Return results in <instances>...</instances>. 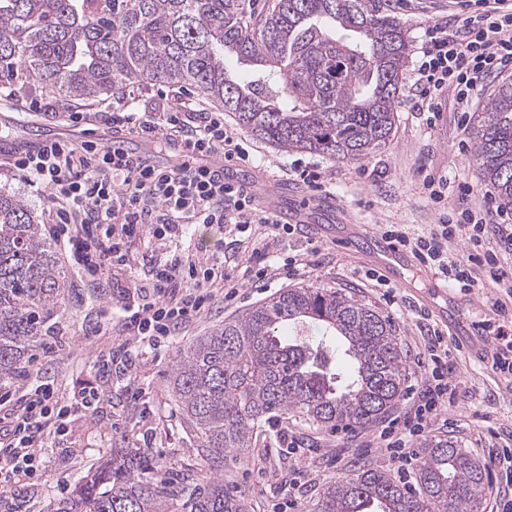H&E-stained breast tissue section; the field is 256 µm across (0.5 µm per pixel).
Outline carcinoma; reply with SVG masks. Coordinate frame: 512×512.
<instances>
[{
    "mask_svg": "<svg viewBox=\"0 0 512 512\" xmlns=\"http://www.w3.org/2000/svg\"><path fill=\"white\" fill-rule=\"evenodd\" d=\"M251 67L240 76L224 65ZM409 58L394 17L363 0H0V83L33 80L66 100L122 94L147 83L189 85L256 137L336 162L385 145ZM481 180L512 208V82L472 123ZM72 293L52 243L28 205L0 190V385L24 378ZM317 326L322 338L302 336ZM297 335L288 339L279 328ZM351 373L336 372L326 338ZM169 389L201 439L208 476L195 479L120 448L89 470L52 512H246L224 488V452L250 453L255 425L298 413L356 429L401 395L391 320L340 290L286 288L176 354ZM485 467L457 441L420 448L412 492L365 468L329 483L314 512H478ZM30 487L0 492V512H28Z\"/></svg>",
    "mask_w": 512,
    "mask_h": 512,
    "instance_id": "carcinoma-1",
    "label": "carcinoma"
}]
</instances>
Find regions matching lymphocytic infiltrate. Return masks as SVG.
I'll return each mask as SVG.
<instances>
[{
    "label": "lymphocytic infiltrate",
    "mask_w": 512,
    "mask_h": 512,
    "mask_svg": "<svg viewBox=\"0 0 512 512\" xmlns=\"http://www.w3.org/2000/svg\"><path fill=\"white\" fill-rule=\"evenodd\" d=\"M460 8L455 26H429L428 44L416 61L414 98L433 119L447 96L457 111H470L486 83L512 69V0H461ZM108 121L111 145L54 140L16 152L12 159L14 170L29 189L43 196L52 218L46 227L48 236L89 295H106L116 273H132L135 262L126 248L132 239L148 237L163 248L147 277L134 282L131 301L122 308L131 344L95 357L93 367L103 376L114 369L133 372L140 351L161 347L208 310L217 296L234 300L241 281L268 278L275 270L269 241L295 232L293 225L278 223L260 208L252 192L225 182L214 168L193 164L196 156L229 159L238 155L233 137L224 129L222 113L197 110L188 101L180 110L125 107L110 112ZM161 129L184 144L190 161L160 165L120 145L123 136L149 139ZM192 224H206L228 236L261 224L268 240L252 249L237 281L226 276L219 263L179 249V241ZM385 235L411 249L421 263L456 289L470 292L478 288L476 266L483 262L490 278L512 295V268L500 264L494 250L498 244L512 250V214L470 207L442 216L425 235L415 236L397 227L387 229ZM456 240L466 244L465 253L450 250ZM425 332L411 405L378 437L379 447L405 465L412 461L413 441L432 430L455 403L460 389L442 332L430 324ZM10 401L9 395H0V407L10 408L0 417L1 487L35 475L45 436L63 434L72 412L96 408L99 397L94 388L82 387L73 391L69 401H61L57 384L37 376L27 385L18 406H11Z\"/></svg>",
    "instance_id": "obj_1"
}]
</instances>
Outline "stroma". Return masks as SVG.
Listing matches in <instances>:
<instances>
[{"label": "stroma", "instance_id": "35a3bbf8", "mask_svg": "<svg viewBox=\"0 0 512 512\" xmlns=\"http://www.w3.org/2000/svg\"><path fill=\"white\" fill-rule=\"evenodd\" d=\"M374 7L395 16L410 38L411 54H418L425 30L432 21L447 17L448 0H373ZM414 79L413 68H406L402 93L397 101L396 127L385 146L368 158L335 162L305 152H286L271 146L242 129L232 114H225L224 124L237 143L249 154L248 165L260 178L262 186L289 200L311 198L313 192L291 172L296 168L315 167L322 172L324 194L336 198L339 210L335 225L364 224L376 232L386 225L401 224L415 233L430 231L440 218V208L433 204L423 186L425 176H444L449 180L448 206L456 209L495 201L492 185L480 179L473 143L469 134L470 115L457 112L451 101H444L435 124L425 115L412 111L408 97ZM166 97L170 107L189 98L200 108L217 110V103L201 98L191 87L148 84L131 89L125 102L137 109L153 105ZM112 97H98L66 102L36 83L17 86L10 98L0 99V189L21 197L33 211L39 224L47 216L42 197L31 193L10 171L15 149L34 147L59 138L77 142L96 139L111 143V131L104 125L102 112L112 110ZM84 114L80 123H71L68 109ZM469 184L473 193L459 199L457 187ZM262 227L243 234L238 245L224 243L214 230L203 224L192 226L181 248L200 256H212L224 263V271L241 277L245 248L262 238ZM320 250L319 265L310 273L296 272L287 279L271 278L259 287L244 288L231 303H216L208 314L192 323L159 349L149 351L132 378L120 375L99 376L91 368L94 355L102 349L124 343L128 333L118 310L127 297L128 282L119 280L113 295L98 300L68 304L60 322L63 329L55 346L56 356L48 365L49 374L69 394L84 384L98 389L100 403L92 414L76 413L69 431L50 436L40 450L42 465L29 486L40 492L34 508L43 512L50 500L66 495L92 465L111 457L116 448H146L149 456L163 465L191 470L196 478L208 473L197 449L195 434L186 430L168 391L167 375L179 349L196 337L211 331L224 320L258 304L285 288L320 286L334 288L372 305L392 321L406 369H413L419 345V324L429 313L427 298L433 294L431 271L425 266L407 276V285L397 287V306L385 304L382 291L366 274L374 264L368 256L355 255L339 248L334 240L317 238L307 241L293 235L288 243L277 246L279 257L290 249ZM500 299L512 307V297L504 295L491 280H483L474 295L459 294L463 317L470 322H497L500 313L491 299ZM107 321L105 335L90 336L87 325ZM451 359L460 373V396L447 410L451 429L434 427L433 436L458 440L463 449L480 461H487L488 451L498 437L512 433V388L481 363L478 354L460 350L455 336H448ZM382 423L348 430L329 428L295 416L260 425L250 454H227L224 458V485L241 495L247 512H273L275 507L292 504L295 512H313V505L327 482L352 473L356 459L390 471L408 487H415L413 473L404 471L384 449L372 447L382 430ZM295 437L298 447H288L286 437Z\"/></svg>", "mask_w": 512, "mask_h": 512}]
</instances>
